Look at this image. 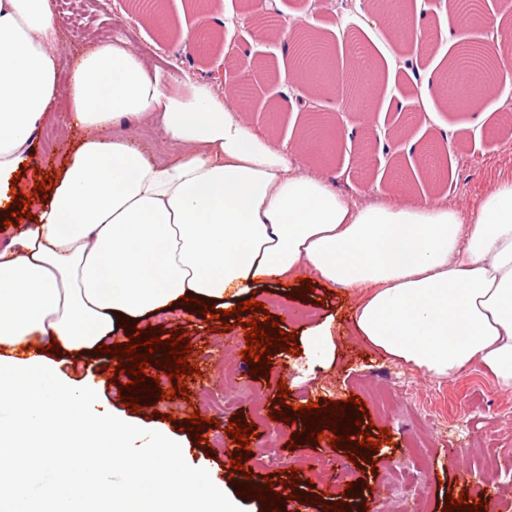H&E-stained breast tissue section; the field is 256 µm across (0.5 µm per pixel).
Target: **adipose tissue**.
<instances>
[{
    "mask_svg": "<svg viewBox=\"0 0 512 512\" xmlns=\"http://www.w3.org/2000/svg\"><path fill=\"white\" fill-rule=\"evenodd\" d=\"M491 22L488 98L512 95V29ZM51 0H0V219L39 130L63 104L84 135L31 221L0 244V512H244L180 468L160 423L99 399L46 348L82 356L196 298L230 309L306 267L366 289L358 336L392 362L448 379L477 365L512 391V175L477 206L447 196L358 200L305 146L280 148L210 80L168 86L131 41L61 75ZM161 132L154 159L138 132ZM121 471L115 485L105 468Z\"/></svg>",
    "mask_w": 512,
    "mask_h": 512,
    "instance_id": "adipose-tissue-1",
    "label": "adipose tissue"
}]
</instances>
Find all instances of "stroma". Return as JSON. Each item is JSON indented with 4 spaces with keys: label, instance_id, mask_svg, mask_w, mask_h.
Here are the masks:
<instances>
[{
    "label": "stroma",
    "instance_id": "obj_1",
    "mask_svg": "<svg viewBox=\"0 0 512 512\" xmlns=\"http://www.w3.org/2000/svg\"><path fill=\"white\" fill-rule=\"evenodd\" d=\"M283 14L289 29H296L303 20H311L313 28L331 49H338L340 36L358 35L365 51L376 53L385 45L393 58L405 55L393 38L389 18L377 24L364 23L363 11H338L333 0H284ZM259 16L247 10L243 0H208L206 5L194 0H158L155 7L141 8L136 0H112L106 9H94L84 19L82 28L61 26L60 52L65 66H72L81 56L89 38L106 40L118 35L131 40L146 60L163 66L166 80L177 85L185 78L200 79L212 66L225 59L226 51L237 52L240 61L260 56L265 60L266 75L250 80L240 94L244 120L268 133L278 146H289L304 136L311 125L307 114H293L288 95L295 89L292 59L286 49L283 32L272 38H259L256 30ZM208 31L212 40L204 53L187 55L188 37ZM319 113L334 116L344 111L340 140L330 159L310 157L313 167L328 168L331 174L348 172L350 185L359 192L374 185L390 189L404 184L415 197L435 195L454 190L461 205H475L492 177L498 172L512 171V96L490 105L486 116L452 105L444 97H436L437 111L430 120H418L419 91L408 77L398 76L388 83L385 65H378L367 96L344 94L336 88H311ZM393 98L394 108L384 109L385 98ZM396 121L402 131L394 138V150L387 158L366 166L359 165L362 150L374 147L372 131L385 122ZM447 134L450 149L446 156L422 170L425 148ZM77 127L61 130L58 121L46 122L36 140L30 169L20 177L18 187L31 195L37 180L46 173H58L68 151L81 137ZM298 280L286 286L264 289L258 296L270 315L279 318L280 327L288 334H301L304 329L330 321L336 343L333 366L321 365V355L301 350L294 355L285 351L271 357L269 375L252 380L254 400L265 408L279 405L324 404L360 397L368 412L361 430L378 435L388 429L390 441L375 452L373 460L351 462L343 450L331 447L327 440L290 447L296 424L270 420L257 426L249 443L251 452L267 446L269 434H276L279 457L268 466L255 468L244 460L254 480L276 481L284 469L293 467L299 477V491L308 494V501L295 498L282 503V512H324L327 505L343 500L350 512H398L396 500L390 499L386 488L391 479L390 462L407 467L413 478L412 492L424 496L429 512H445L447 497H459L472 485L495 478L501 488L498 499L487 500L489 512H512V393L498 389L494 378L480 367L472 366L455 376L437 380L422 370L391 362L381 352L365 343L353 330L351 316L365 295L361 288H327L315 283L313 293L300 295ZM149 326L188 334L192 346L190 363L199 368L197 375L187 377L188 397L151 399L140 405L135 415L149 419L153 411L162 409L170 415V427L183 435L189 445L184 467L224 484L228 491H238L241 473L225 470L227 451L232 448L226 429L234 414L250 419L248 406L226 411L214 418L211 410L200 407L202 393L224 389V364L235 362L242 370L249 363L242 360L238 336L243 326L232 330H213L211 322L185 311L167 313L149 319ZM111 356L100 353L89 357L87 371L102 385L103 401L122 411L126 403L119 389L128 382L129 374H113ZM288 389L286 400H278V383ZM210 419L205 427V442H196L193 433L182 427L193 412ZM424 429L427 439L424 455L411 448L413 433ZM353 484L352 496H345L346 484Z\"/></svg>",
    "mask_w": 512,
    "mask_h": 512
}]
</instances>
